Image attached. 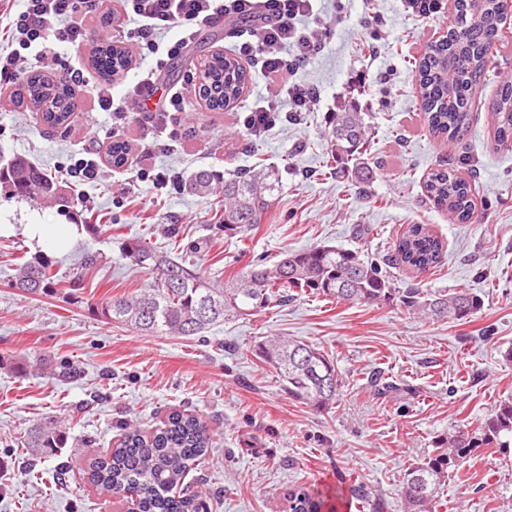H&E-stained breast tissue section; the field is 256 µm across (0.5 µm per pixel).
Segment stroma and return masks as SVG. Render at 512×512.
I'll return each mask as SVG.
<instances>
[{
  "label": "stroma",
  "mask_w": 512,
  "mask_h": 512,
  "mask_svg": "<svg viewBox=\"0 0 512 512\" xmlns=\"http://www.w3.org/2000/svg\"><path fill=\"white\" fill-rule=\"evenodd\" d=\"M337 21L325 49L302 67L300 78L318 88L313 111H292L287 97L272 96L255 63L250 81L231 107L212 111L187 81L199 59L215 50L232 55L247 23L202 28L160 78L161 90H179L184 111L172 116L182 146L156 150L155 131L118 127L92 94L73 95L67 127L53 129L40 114L18 108L0 91V166L27 156L49 174L69 164L76 146L106 151L113 136L133 151L149 148L147 163L175 185L159 187L135 170H104L98 188L65 202L26 200L0 186V512H126L87 479L94 459L115 447L126 425L152 433L171 412L194 414L208 428L210 449L186 477L210 497L211 512H288V486L320 489L363 486L380 512H402L404 471L432 454L436 440L455 426L477 427L501 400L512 397V147L496 146L490 100L512 80V29L484 85L473 93L463 140L437 142L424 121L413 63L454 12L432 19L405 11L401 0H320ZM273 103L277 121L268 132L246 133L251 108ZM357 103L370 125L376 177L360 187L354 175L330 174L328 112ZM277 165L282 185L266 223L244 236H225L213 216L223 195L191 196L179 182L201 168L234 174L256 163ZM453 164L470 177L475 209L454 220L426 198L423 182ZM75 224L65 247L37 248L28 224ZM99 224L91 234L88 224ZM177 225L186 259L211 281L272 262L289 249L331 245L383 260L409 225L424 224L444 245L440 267L389 272L398 287L430 295L466 289L482 307L466 321L410 315L399 303H327L305 295L283 306L213 326L205 339L147 335L107 320L102 306L115 296L147 288L151 277L128 265L122 245L142 239L162 247ZM55 260L50 295L12 288L21 259L37 252ZM97 257L81 268L84 252ZM78 287H71L72 278ZM287 336L324 349L341 379L331 409L315 411L289 399L275 371L254 354L257 341ZM68 363L80 375L54 377ZM389 382L378 393L373 373ZM65 428L57 454L27 467L21 441L44 419ZM436 512H512V448H480L448 479Z\"/></svg>",
  "instance_id": "stroma-1"
}]
</instances>
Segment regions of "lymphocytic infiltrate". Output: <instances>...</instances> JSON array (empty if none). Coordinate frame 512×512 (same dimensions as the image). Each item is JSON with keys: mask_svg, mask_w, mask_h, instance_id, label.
I'll use <instances>...</instances> for the list:
<instances>
[{"mask_svg": "<svg viewBox=\"0 0 512 512\" xmlns=\"http://www.w3.org/2000/svg\"><path fill=\"white\" fill-rule=\"evenodd\" d=\"M107 0H21L18 10L10 11L5 26L7 51H0V87L14 84L20 75L25 54L45 57L51 46L79 50L86 33L76 17L79 14L108 15ZM128 42L146 49L155 58L150 69L141 71L127 94L133 109L115 106L111 82L95 87L97 104L111 113L116 123L139 121L165 129L163 151H170L177 138L168 120L182 111L183 97L167 94L159 111L146 104L157 91L163 68L182 55L200 27L218 17L253 20L248 40L240 43L238 57L260 65L266 78L277 83L292 111H309L320 98L318 89L299 78L301 67L325 47L329 18L315 10L313 0H120Z\"/></svg>", "mask_w": 512, "mask_h": 512, "instance_id": "f902f5d3", "label": "lymphocytic infiltrate"}]
</instances>
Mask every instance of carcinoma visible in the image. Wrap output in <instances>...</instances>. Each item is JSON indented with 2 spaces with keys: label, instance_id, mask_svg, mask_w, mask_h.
Returning a JSON list of instances; mask_svg holds the SVG:
<instances>
[{
  "label": "carcinoma",
  "instance_id": "carcinoma-1",
  "mask_svg": "<svg viewBox=\"0 0 512 512\" xmlns=\"http://www.w3.org/2000/svg\"><path fill=\"white\" fill-rule=\"evenodd\" d=\"M503 0H457L455 23L448 28V40L432 43L415 63L418 90L430 134L453 140L469 124L468 103L472 80L482 75L500 52ZM92 64L105 77L129 68L130 52L108 44L95 49ZM246 69L232 75L224 71V59L212 56L208 79L207 106L220 111L242 95ZM15 103L41 113L51 128L68 124L72 114V90L58 77L34 73L14 93ZM497 125L495 144L512 143V84L497 89L494 101ZM330 152L336 167L355 169L361 179L371 175L364 156L370 154L371 134L363 114L349 108L327 117ZM13 187L19 197L62 200L53 179L23 157L0 168V182ZM224 185V210L219 224L224 235H239L264 217L274 205L281 187L274 167L248 170L226 178L210 168L195 172L181 184L184 192L210 196ZM426 197L456 220L470 219L474 207L469 181L452 167L436 168L425 181ZM177 231L170 229L166 250L132 240L122 250L129 263L153 277L148 289L128 298H114L102 307V314L152 334L202 336L226 318L249 316L298 295L321 296L326 300L364 304L399 301L412 315L432 320H462L481 307V299L466 291L423 296L416 288H397L380 263L358 250L336 246H314L287 251L277 262L258 263L228 277L216 286L198 272L187 268L174 249ZM443 242L422 224L409 226L397 239L394 257L388 261L413 272L438 266ZM55 262L38 254L21 263L14 287L32 295H46L56 284ZM254 352L272 367L288 397L316 411L336 402L339 376L333 358L325 351L286 337L257 342ZM66 431L54 422L32 427L26 436L29 456L54 455L65 447ZM207 429L191 415L174 412L164 427L151 437L137 428H126L119 447L92 465L93 480L106 492L134 502L138 512H208L207 498L186 487L176 495L172 490L184 482L190 465L206 454ZM512 446V398L491 410L480 427L462 426L439 439L433 454L409 467L404 474L401 498L404 512H432L438 490L457 468L482 447ZM289 512H323L327 501L340 503L364 496V491L338 486L320 491L311 487L288 489Z\"/></svg>",
  "mask_w": 512,
  "mask_h": 512
}]
</instances>
